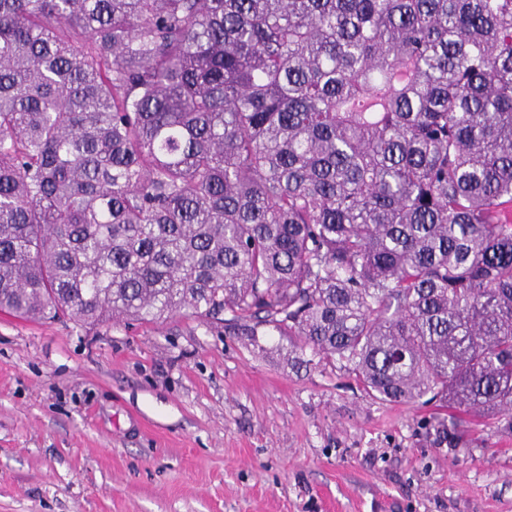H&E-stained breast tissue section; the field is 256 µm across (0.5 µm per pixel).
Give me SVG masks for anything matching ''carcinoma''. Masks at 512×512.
Returning <instances> with one entry per match:
<instances>
[{
	"instance_id": "obj_1",
	"label": "carcinoma",
	"mask_w": 512,
	"mask_h": 512,
	"mask_svg": "<svg viewBox=\"0 0 512 512\" xmlns=\"http://www.w3.org/2000/svg\"><path fill=\"white\" fill-rule=\"evenodd\" d=\"M249 321L512 429V0H0V312Z\"/></svg>"
}]
</instances>
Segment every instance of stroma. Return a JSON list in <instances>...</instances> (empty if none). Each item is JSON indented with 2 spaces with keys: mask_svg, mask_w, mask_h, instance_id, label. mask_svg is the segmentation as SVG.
I'll list each match as a JSON object with an SVG mask.
<instances>
[{
  "mask_svg": "<svg viewBox=\"0 0 512 512\" xmlns=\"http://www.w3.org/2000/svg\"><path fill=\"white\" fill-rule=\"evenodd\" d=\"M295 337L0 312V512H512V429L368 396Z\"/></svg>",
  "mask_w": 512,
  "mask_h": 512,
  "instance_id": "35a3bbf8",
  "label": "stroma"
}]
</instances>
